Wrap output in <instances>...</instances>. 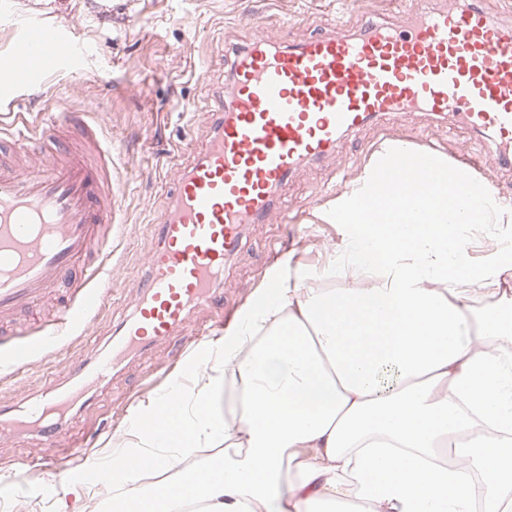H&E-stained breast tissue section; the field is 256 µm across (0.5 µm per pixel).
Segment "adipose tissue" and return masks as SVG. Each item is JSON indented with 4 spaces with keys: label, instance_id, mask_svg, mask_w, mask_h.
Segmentation results:
<instances>
[{
    "label": "adipose tissue",
    "instance_id": "obj_1",
    "mask_svg": "<svg viewBox=\"0 0 512 512\" xmlns=\"http://www.w3.org/2000/svg\"><path fill=\"white\" fill-rule=\"evenodd\" d=\"M393 142L376 153L325 217L345 244L323 288L288 264L274 268L241 321L194 360L193 384L176 391L174 427L141 430L117 449L125 480L112 512H335L351 498L366 512H512V299L476 315L470 284L512 273V253L486 272L462 266L473 228L512 224V207L481 180L468 201L461 172L427 158L441 178L420 207L399 205L389 174ZM204 466L146 481L150 449L170 459L216 441ZM471 456L485 474L440 463Z\"/></svg>",
    "mask_w": 512,
    "mask_h": 512
}]
</instances>
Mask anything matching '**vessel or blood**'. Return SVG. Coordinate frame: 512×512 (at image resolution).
<instances>
[{"mask_svg": "<svg viewBox=\"0 0 512 512\" xmlns=\"http://www.w3.org/2000/svg\"><path fill=\"white\" fill-rule=\"evenodd\" d=\"M401 28L368 25L292 42L267 37L234 53L232 84L211 103L205 142L177 168L153 219L146 274L111 353L93 352L74 384L57 387L29 412H0V440L49 438L85 387L110 382L128 354L175 331L206 342L197 309L227 307L224 266L250 224L283 213L279 189L306 165L336 152L345 135L383 115L412 109L430 117L456 109L469 129L489 136L492 168L512 165V28L478 5L406 8ZM76 50L58 28H26L15 41L13 77L39 81ZM397 189L433 175L419 157L398 156ZM121 184L112 176V142L81 112H63L0 138V323L64 286L77 299L37 339H18L1 360L16 372L52 354L65 330L99 311L97 286L111 257Z\"/></svg>", "mask_w": 512, "mask_h": 512, "instance_id": "obj_1", "label": "vessel or blood"}]
</instances>
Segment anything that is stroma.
Listing matches in <instances>:
<instances>
[{"mask_svg": "<svg viewBox=\"0 0 512 512\" xmlns=\"http://www.w3.org/2000/svg\"><path fill=\"white\" fill-rule=\"evenodd\" d=\"M338 18L354 32L370 23L395 27L403 20L397 0H77L73 8L53 12L43 11L36 0H0V64L11 58L13 29L22 19L57 25L81 50L39 84L0 86V122L11 124L19 112L33 125L48 121L57 107V87L70 86L73 107L93 113L111 137L118 177L136 174L122 197L125 222L112 245V294L105 308L91 315L88 326L62 336L41 366L17 378L0 372V407L27 408L79 368L90 350L111 348L144 273L149 222L164 202L162 185L170 178L165 155L208 132L211 99L229 80L232 48L275 29L288 40L299 30L328 33ZM390 141L431 143L450 158L458 153L480 158L488 149L484 134L448 117L428 124L415 112L392 114L346 136L336 154L282 186L287 222L249 225L241 251L224 273L226 299L241 308L252 301L265 286L273 251L291 267L320 276L345 233L342 225L325 220V210ZM510 251L512 224H487L466 237L463 254L473 267L487 270ZM196 352L185 334H175L129 358L107 387L89 390L87 402L77 404L50 439L0 442V512H54L56 498L44 493L42 479L55 476L58 490H68L71 476L84 465L83 459L61 457V449L85 443L91 455L104 459L117 444L131 441L125 427L130 414L158 398L170 363H188ZM36 450L52 463L31 472L25 488L17 489L7 475L26 467Z\"/></svg>", "mask_w": 512, "mask_h": 512, "instance_id": "stroma-1", "label": "stroma"}]
</instances>
